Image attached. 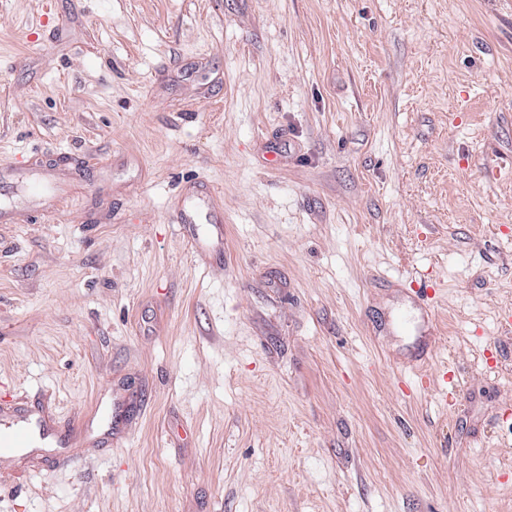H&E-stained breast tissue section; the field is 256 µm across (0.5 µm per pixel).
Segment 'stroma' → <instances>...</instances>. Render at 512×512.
Segmentation results:
<instances>
[{
	"instance_id": "stroma-1",
	"label": "stroma",
	"mask_w": 512,
	"mask_h": 512,
	"mask_svg": "<svg viewBox=\"0 0 512 512\" xmlns=\"http://www.w3.org/2000/svg\"><path fill=\"white\" fill-rule=\"evenodd\" d=\"M4 166L0 512H512V0H0ZM25 408H16V414L10 417H0V445L3 448L28 447L38 430L39 435L52 428V419L47 417L36 418L26 413Z\"/></svg>"
}]
</instances>
